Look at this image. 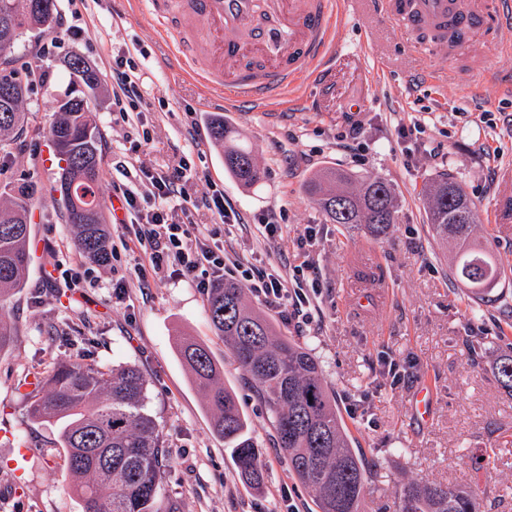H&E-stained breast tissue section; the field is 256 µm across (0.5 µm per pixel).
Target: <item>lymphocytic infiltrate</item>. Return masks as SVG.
<instances>
[{
  "label": "lymphocytic infiltrate",
  "mask_w": 512,
  "mask_h": 512,
  "mask_svg": "<svg viewBox=\"0 0 512 512\" xmlns=\"http://www.w3.org/2000/svg\"><path fill=\"white\" fill-rule=\"evenodd\" d=\"M190 168L189 162L182 161L172 172L148 174L151 190L147 196L123 194L122 207L131 220L118 240L124 247L134 241L145 248L143 261L133 268L134 275L140 278L148 269L157 273L169 269L194 277L197 287L205 289L213 277L226 274L240 279L269 305L308 304L303 271H296L287 280L278 274L255 272L239 263L227 265L222 246L195 234L190 219L192 209L205 207L216 223L225 225L238 223L239 216L225 206L221 191H213L202 200L193 198L183 183Z\"/></svg>",
  "instance_id": "f902f5d3"
}]
</instances>
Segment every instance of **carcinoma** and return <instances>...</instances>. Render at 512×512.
Instances as JSON below:
<instances>
[{"label":"carcinoma","instance_id":"carcinoma-1","mask_svg":"<svg viewBox=\"0 0 512 512\" xmlns=\"http://www.w3.org/2000/svg\"><path fill=\"white\" fill-rule=\"evenodd\" d=\"M49 2L51 7L40 10L31 8L29 0H0V62L5 64L0 84L12 88L9 99L0 96V141L23 125V104L33 90L31 66L8 67L12 52L27 33L51 28L56 0ZM57 114L51 130L54 150L64 163L59 177L63 217L75 229L83 257L104 263L111 255L112 236L103 224L99 197L102 159H83L91 148L101 151L102 134L85 96L64 94ZM209 128L213 143L224 152V170L244 187L259 184L262 168L245 142L231 138L224 116L211 114ZM304 189L333 224L363 225L381 236L397 223L395 188L380 178L327 168L306 180ZM38 193L32 181L0 188V351L11 342L8 303L27 283L31 213ZM427 195L432 238L458 248L454 279L473 300H484L503 268L488 247L471 239L476 221L472 198L446 174L431 183ZM207 315L270 413L275 445L286 455L292 474L312 492L319 512H367L363 458L350 448L347 428L315 358L249 307L237 282H219L210 289ZM179 348L206 392L214 429L231 448L239 475L262 487L263 469L248 422L234 393L224 387L219 367L208 349L192 339L180 340ZM495 373L512 391V354L499 360ZM26 398L33 420L58 425L67 480L82 512H180L177 501L164 492L169 450L160 424L146 411L147 383L139 368L104 371L79 362L55 364L41 390ZM394 512H481V497L477 488L414 480L400 488Z\"/></svg>","mask_w":512,"mask_h":512}]
</instances>
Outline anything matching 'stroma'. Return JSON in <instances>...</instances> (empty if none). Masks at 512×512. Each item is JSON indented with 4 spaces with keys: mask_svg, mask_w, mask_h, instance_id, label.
<instances>
[{
    "mask_svg": "<svg viewBox=\"0 0 512 512\" xmlns=\"http://www.w3.org/2000/svg\"><path fill=\"white\" fill-rule=\"evenodd\" d=\"M146 0H57L47 32L25 36L17 63L40 78L24 104L26 122L0 145V185L31 180L41 190L31 224L28 285L13 296V337L0 352V512H81L63 478L58 429L28 414L30 379L55 363L101 369L139 367L147 408L163 428L171 463L163 486L182 512H319L273 445L274 429L231 348L206 313L208 294L182 275L131 269L141 247L119 251L103 265L85 260L60 214L54 187L59 166L49 127L69 80L66 61L78 56L102 88L91 110L103 135L101 197L143 193L144 171H172L189 159L198 173L188 189L212 190L238 213L239 224L216 231L207 210L196 211L198 233L216 234L230 261L291 277L302 268L319 293L307 308L264 307L277 331L319 362L349 432L366 461L369 512H393L411 480L451 487L479 483L485 512H512V393L493 375L511 352L496 341L512 321V223L496 211L512 192V27L500 30L482 59L409 49L392 24L348 0L336 53L324 76L303 85L282 112L248 106L224 120L251 147L266 175L246 189L224 171L205 124L202 93L181 67L148 13ZM126 50L143 81L147 112L122 118L112 110V68ZM491 77H472L475 64ZM448 71L447 80L420 85L421 67ZM142 141L138 156L131 142ZM351 170L391 183L399 218L386 234L330 223L302 191L309 175ZM450 174L464 185L478 214L476 238L491 245L506 274L494 302L471 313L452 274V253L428 234L426 182ZM274 218L282 233L264 238L259 224ZM78 272V285L57 295L46 278L55 267ZM126 283L124 294L114 290ZM204 344L235 392L263 464L256 490L237 474L230 448L213 431L206 400L177 352L179 338ZM434 393L429 420L411 411L422 386ZM29 448L17 465L19 448Z\"/></svg>",
    "mask_w": 512,
    "mask_h": 512,
    "instance_id": "obj_1",
    "label": "stroma"
}]
</instances>
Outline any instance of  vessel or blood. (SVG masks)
I'll return each mask as SVG.
<instances>
[{
	"label": "vessel or blood",
	"instance_id": "vessel-or-blood-1",
	"mask_svg": "<svg viewBox=\"0 0 512 512\" xmlns=\"http://www.w3.org/2000/svg\"><path fill=\"white\" fill-rule=\"evenodd\" d=\"M156 13L179 15L181 24L166 38L178 60L190 65L210 57L196 79L208 103L232 110L246 104L277 112L292 88L321 77L336 51L335 30L343 0H264L281 32L278 46L252 26L255 0H151ZM369 12L397 25L417 47L420 34L429 49H445L449 60L475 47L482 33L512 25V0H366Z\"/></svg>",
	"mask_w": 512,
	"mask_h": 512
}]
</instances>
